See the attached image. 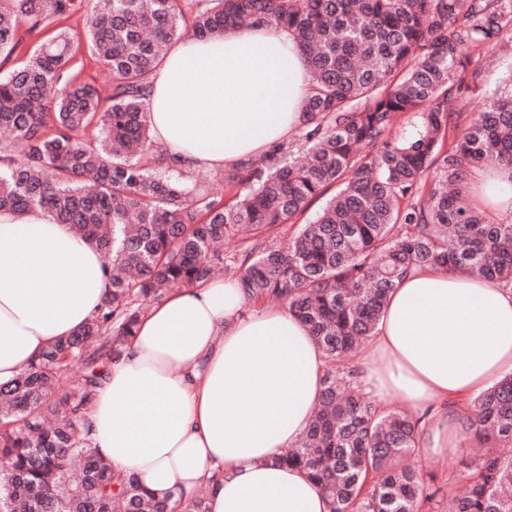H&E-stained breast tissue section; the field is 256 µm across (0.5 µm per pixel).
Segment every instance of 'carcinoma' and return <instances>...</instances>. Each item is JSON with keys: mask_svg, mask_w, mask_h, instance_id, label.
Instances as JSON below:
<instances>
[{"mask_svg": "<svg viewBox=\"0 0 512 512\" xmlns=\"http://www.w3.org/2000/svg\"><path fill=\"white\" fill-rule=\"evenodd\" d=\"M78 12L82 35L61 27L19 53ZM244 25L286 28L302 46L303 121L258 158L185 172L151 135L149 78L172 42ZM511 33L512 0H0V212L68 225L101 253L108 288L85 325L0 383V512H206L203 495L157 499L113 470L86 412L148 306L218 267L251 303L288 304L330 365L280 461L320 485L329 512H435L441 488L410 465L419 420L377 410L349 358L417 268L512 284V223L466 201L475 169L512 183V71L479 111H448ZM83 45L108 89L75 72ZM408 114L414 131L393 136ZM469 421L478 451L452 512H512V374L474 398Z\"/></svg>", "mask_w": 512, "mask_h": 512, "instance_id": "1", "label": "carcinoma"}]
</instances>
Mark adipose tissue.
Segmentation results:
<instances>
[{
	"instance_id": "1",
	"label": "adipose tissue",
	"mask_w": 512,
	"mask_h": 512,
	"mask_svg": "<svg viewBox=\"0 0 512 512\" xmlns=\"http://www.w3.org/2000/svg\"><path fill=\"white\" fill-rule=\"evenodd\" d=\"M306 57L288 30L238 27L174 44L150 78L156 142L218 172L291 139ZM477 201L512 221V185L475 172ZM101 257L39 209L0 212V382L79 328L105 297ZM376 406L422 416V446L457 452L473 399L512 374V289L431 268L406 277L355 357ZM328 363L288 310L250 307L239 282L176 289L141 316L88 413L98 451L157 497L207 488V512H328L280 464L309 426Z\"/></svg>"
}]
</instances>
